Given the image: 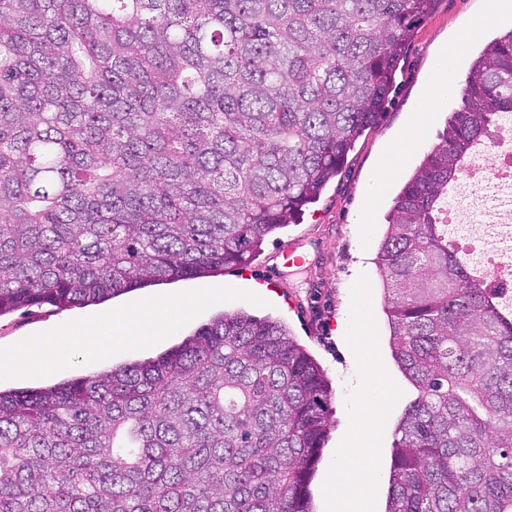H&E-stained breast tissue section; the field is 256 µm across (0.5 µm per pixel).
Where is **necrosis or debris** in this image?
<instances>
[{
    "instance_id": "necrosis-or-debris-1",
    "label": "necrosis or debris",
    "mask_w": 512,
    "mask_h": 512,
    "mask_svg": "<svg viewBox=\"0 0 512 512\" xmlns=\"http://www.w3.org/2000/svg\"><path fill=\"white\" fill-rule=\"evenodd\" d=\"M487 151L461 171L457 183L463 207L449 210L451 239L467 269H479L484 288L500 305H512V124L495 125ZM496 225H485L488 202Z\"/></svg>"
}]
</instances>
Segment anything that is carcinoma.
<instances>
[{
	"instance_id": "1",
	"label": "carcinoma",
	"mask_w": 512,
	"mask_h": 512,
	"mask_svg": "<svg viewBox=\"0 0 512 512\" xmlns=\"http://www.w3.org/2000/svg\"><path fill=\"white\" fill-rule=\"evenodd\" d=\"M436 3L0 0V315L243 264L341 171ZM458 93L378 246L418 391L386 512H512V313L439 221L512 112V30ZM330 399L284 325L220 314L155 360L0 391V512H313Z\"/></svg>"
}]
</instances>
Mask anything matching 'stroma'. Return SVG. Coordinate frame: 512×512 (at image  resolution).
I'll use <instances>...</instances> for the list:
<instances>
[{
    "label": "stroma",
    "instance_id": "obj_1",
    "mask_svg": "<svg viewBox=\"0 0 512 512\" xmlns=\"http://www.w3.org/2000/svg\"><path fill=\"white\" fill-rule=\"evenodd\" d=\"M491 8V0H439L435 12L419 26L409 44L377 123L357 141L341 172L319 201L305 208L299 223L268 236L260 252L248 262L202 278L157 283L97 305L68 309L34 306L0 316V355L5 356L43 336L65 335L78 322L105 334L111 327L109 316L118 306L147 307L169 296L192 300L189 313L171 309L168 329L146 343L113 349L111 357L96 361L69 356L59 371L5 375L0 377V389L46 387L115 365L155 358L223 312L243 310L259 318L269 317L283 323L309 351L323 368L332 390L328 439L311 485L317 512H327L331 462L346 436L348 414L359 405L360 386L367 382L371 366L381 368L391 397L383 404L375 429L377 478L367 512H384L396 425L417 391L391 356L376 265L378 243L387 229L385 216L394 195L424 153L438 142L449 112L461 103L459 95L436 103L434 123L404 159L397 178L383 187L378 208L367 210L365 188L377 177L379 157L404 135L413 113L418 112L443 47ZM289 249L304 257L302 267L285 265L282 253ZM358 300L373 323L374 336L365 351L345 333L348 310Z\"/></svg>",
    "mask_w": 512,
    "mask_h": 512
}]
</instances>
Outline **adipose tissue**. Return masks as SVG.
<instances>
[{
    "label": "adipose tissue",
    "instance_id": "obj_1",
    "mask_svg": "<svg viewBox=\"0 0 512 512\" xmlns=\"http://www.w3.org/2000/svg\"><path fill=\"white\" fill-rule=\"evenodd\" d=\"M456 87L454 66L444 61L439 62L423 101V109L415 113L406 132L407 137L417 139L424 134L433 119L432 109L435 103L455 91ZM169 307V302L162 301L146 309L124 308L114 311L111 315L113 334L109 337L90 336L87 335L84 326H73L66 342H59L54 336L45 338L40 358H32L29 352L19 350L9 358L1 359L0 374L25 369L34 363L42 368L54 366L59 361L61 348L64 347L81 356H93L111 351L113 343L117 341L128 345L137 344L140 341V328L143 324H151L158 330L167 329ZM373 463L372 451L361 439H351L348 447L339 450L328 482L332 512H360L362 500L358 474L372 469Z\"/></svg>",
    "mask_w": 512,
    "mask_h": 512
}]
</instances>
